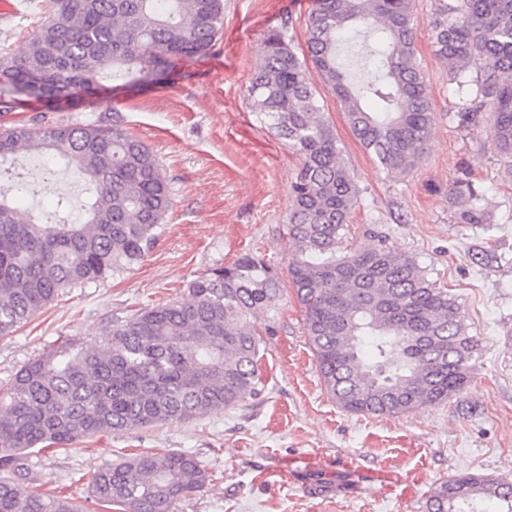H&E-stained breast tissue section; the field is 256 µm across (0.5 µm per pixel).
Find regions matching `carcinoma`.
Returning <instances> with one entry per match:
<instances>
[{"label":"carcinoma","instance_id":"carcinoma-1","mask_svg":"<svg viewBox=\"0 0 512 512\" xmlns=\"http://www.w3.org/2000/svg\"><path fill=\"white\" fill-rule=\"evenodd\" d=\"M48 6L24 53L0 51V112L19 108L22 95L58 104L95 88L109 68L124 86L164 79L177 61L208 54L224 29V0ZM307 32L304 56L285 30L270 32L246 93L258 121L300 159L290 184L288 278L324 386L351 413L438 405L468 383L477 341L456 299L384 240L336 258L359 189L310 77L315 70L381 171L411 170L433 125L414 0H316ZM431 38L458 89L475 86L459 124L487 123L497 151L512 159V0H440ZM23 150L67 161L87 219L70 223L64 196L45 221L0 195V338L63 289L139 263L172 205L156 155L117 124L1 126L0 164ZM450 196L462 223L491 224L472 181H455ZM188 292V302L116 321L101 350L64 342L0 385V512H80L68 498L24 486L30 449L185 422L261 394L265 344L254 318L280 295L272 268L244 254ZM208 481L190 453L145 452L97 470L89 491L105 512H173ZM494 500L512 512V484L467 473L435 489L430 512H488Z\"/></svg>","mask_w":512,"mask_h":512}]
</instances>
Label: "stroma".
<instances>
[{"mask_svg":"<svg viewBox=\"0 0 512 512\" xmlns=\"http://www.w3.org/2000/svg\"><path fill=\"white\" fill-rule=\"evenodd\" d=\"M0 15V48L22 54L42 0H14ZM435 0H418L415 36L434 112L424 157L410 172L379 171L352 135L331 93H323L344 161L360 195L336 253L386 239L456 298L478 342L466 387L447 401L406 414L342 409L327 392L287 279L289 185L299 161L256 120L244 98L272 30L287 28L305 47L309 8L300 0H224V30L206 57L183 61L161 82L122 87L112 80L46 110L28 101L0 112V124L48 111L51 121L119 123L156 154L173 193L162 231L144 259L106 279L64 289L12 335L0 338V382L29 360L71 339L101 344L113 323L146 306L188 299V285L245 253L265 258L280 278L278 308L261 313L264 392L231 409L130 434H99L70 451L28 454V490L60 492L83 512L92 474L134 453L184 451L210 475L202 494L174 512H429L435 488L463 473L512 483V163L485 127L456 118L466 97L432 47ZM466 178L483 193L494 224H464L448 194ZM0 194L20 210L50 209L70 195L81 223L82 194L62 160L20 153Z\"/></svg>","mask_w":512,"mask_h":512,"instance_id":"obj_1","label":"stroma"}]
</instances>
